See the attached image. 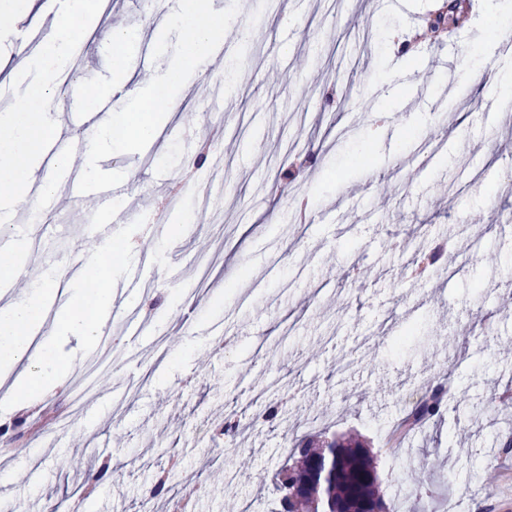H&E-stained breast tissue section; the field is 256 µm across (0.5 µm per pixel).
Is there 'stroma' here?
I'll return each mask as SVG.
<instances>
[{
  "instance_id": "obj_1",
  "label": "stroma",
  "mask_w": 512,
  "mask_h": 512,
  "mask_svg": "<svg viewBox=\"0 0 512 512\" xmlns=\"http://www.w3.org/2000/svg\"><path fill=\"white\" fill-rule=\"evenodd\" d=\"M230 1L232 66L202 61L153 141L99 161L130 179L125 221H98L130 240L143 287L127 302L147 329L106 327L25 406L21 437L0 450V512H171L188 491L191 512H276L272 475L324 430L370 449L392 512L414 507L424 454L437 463L424 512H512V406L474 409L512 387V93L492 82L512 73L495 45L512 34V0H456L452 36L422 42L426 14L449 0L211 6ZM99 2L67 82L111 79L119 26L140 31L136 77L148 79L166 60L148 20L161 4ZM62 9L15 0L0 12V111L30 99L19 73ZM219 80L226 91L209 97ZM16 212L32 249L69 266L87 253V211ZM176 212L190 219L181 239L154 236ZM438 246L414 278L417 251ZM446 377L441 416L388 447ZM278 397L282 413L253 422ZM227 420L243 426L232 444L214 438ZM114 457L111 479L77 495L85 470Z\"/></svg>"
}]
</instances>
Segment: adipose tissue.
Here are the masks:
<instances>
[{
    "label": "adipose tissue",
    "mask_w": 512,
    "mask_h": 512,
    "mask_svg": "<svg viewBox=\"0 0 512 512\" xmlns=\"http://www.w3.org/2000/svg\"><path fill=\"white\" fill-rule=\"evenodd\" d=\"M68 3L69 9L54 37L30 59L31 68L40 73L33 90L37 106L0 113V211L5 213L24 200L31 181H38L43 195H56L57 170L73 163L67 155L50 162L44 159V140L63 132L49 100L67 69L73 47L88 28L100 22L101 15L95 0ZM231 19L229 13L204 7L201 0H167L157 23V38L176 39L178 49L167 66L156 68L150 83L136 85L122 98L121 110L100 117L84 137L81 171L85 179L101 177L97 165L101 156L155 139L165 117L164 104L155 101L157 88H166L169 97H176L182 88V77L223 42L224 28ZM137 41L135 31L116 28L111 32L112 71L119 83L130 82L134 76ZM130 254L129 240L114 235L83 257L79 277H69L67 266L54 267L41 286L0 305V372L9 373L21 359L29 361L28 375L0 395L1 406L20 410L25 405L24 393L57 387L71 362L62 351L64 343L75 339L88 347L97 341L102 334L103 315L112 307V276L126 265ZM59 295L65 301L57 313L54 331L45 339L42 352L30 355V341L40 332L47 307Z\"/></svg>",
    "instance_id": "obj_1"
}]
</instances>
